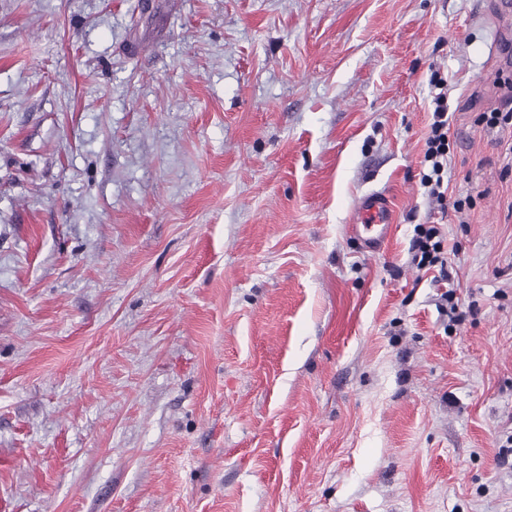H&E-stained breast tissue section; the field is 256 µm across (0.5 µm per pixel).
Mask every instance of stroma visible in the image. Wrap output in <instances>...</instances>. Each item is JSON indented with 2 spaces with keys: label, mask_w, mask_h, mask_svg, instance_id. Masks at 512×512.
Returning <instances> with one entry per match:
<instances>
[{
  "label": "stroma",
  "mask_w": 512,
  "mask_h": 512,
  "mask_svg": "<svg viewBox=\"0 0 512 512\" xmlns=\"http://www.w3.org/2000/svg\"><path fill=\"white\" fill-rule=\"evenodd\" d=\"M495 2L0 0L11 512H512ZM420 224L448 279L413 263ZM432 89L439 90L433 96V112L430 135L422 161L420 182L428 193L439 203L441 211L448 209V81L440 73H433L430 79ZM446 178V183H445ZM356 231L366 234L363 240L369 249L377 250L388 238L391 225L389 224V200L382 194L365 195L356 205Z\"/></svg>",
  "instance_id": "35a3bbf8"
}]
</instances>
